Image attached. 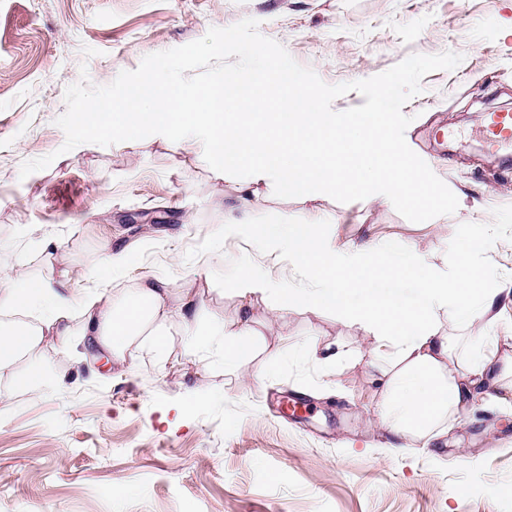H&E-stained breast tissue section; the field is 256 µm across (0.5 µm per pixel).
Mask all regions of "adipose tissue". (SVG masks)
<instances>
[{"mask_svg":"<svg viewBox=\"0 0 512 512\" xmlns=\"http://www.w3.org/2000/svg\"><path fill=\"white\" fill-rule=\"evenodd\" d=\"M224 228L251 231L263 246L285 247L304 271L307 287L281 288L253 264H243L227 284L240 300L233 321L217 318L203 329L200 292L173 289L164 277L142 279L121 302H113L110 284L121 276L131 252L113 251L108 242L95 276L98 289L79 297L68 286V271L50 267L27 279L13 270L5 273L8 286L0 290V381L33 392L60 385L43 341L71 349L75 308L81 311L82 343L107 355L111 364H123L132 350L166 362L168 330L177 324L191 350L234 372L262 341L256 308L268 302L282 318L296 309L328 312L371 336L366 375L377 397L374 412L399 448L429 435L447 418L467 416L488 387L512 378V355L501 352L498 340L476 342L477 333L501 323L503 310V289L488 287V270L476 261L488 246L483 232L464 238L462 272L452 280L412 246L395 250L375 241L328 240L309 224L254 223L246 210L227 211ZM14 312L33 313L37 322L9 321ZM459 351L464 361L456 360ZM21 359L26 365L20 369Z\"/></svg>","mask_w":512,"mask_h":512,"instance_id":"ef3b65f1","label":"adipose tissue"}]
</instances>
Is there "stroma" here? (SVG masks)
<instances>
[{
    "label": "stroma",
    "instance_id": "1",
    "mask_svg": "<svg viewBox=\"0 0 512 512\" xmlns=\"http://www.w3.org/2000/svg\"><path fill=\"white\" fill-rule=\"evenodd\" d=\"M246 18L326 83L380 74L412 54H463L426 75L402 111L405 138L456 195L440 222H411L373 198L241 199L203 146L157 135L61 153L64 92L88 76L111 83L146 55ZM512 109V0H0V266L35 277L61 246L72 288H91L103 240L135 248L123 287L167 277L200 289L232 319L224 282L250 262L282 287L305 284L287 255L224 232V209L258 224L315 225L327 239L415 245L456 277L473 225L489 240L490 287L512 284V161L485 148L483 113ZM54 155L20 177L24 161ZM265 346L235 373L204 368L172 328L171 357L129 353L76 360L44 341L63 386L31 393L0 384V512H512V409L486 408L426 444L394 448L371 408L360 326L260 307ZM312 336L341 338L343 362L299 359ZM308 410L279 411V397Z\"/></svg>",
    "mask_w": 512,
    "mask_h": 512
}]
</instances>
